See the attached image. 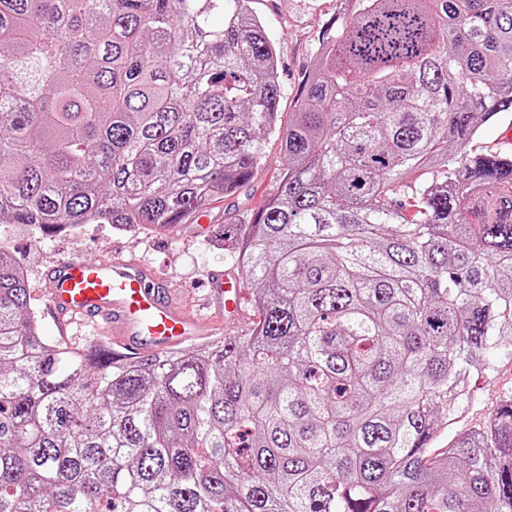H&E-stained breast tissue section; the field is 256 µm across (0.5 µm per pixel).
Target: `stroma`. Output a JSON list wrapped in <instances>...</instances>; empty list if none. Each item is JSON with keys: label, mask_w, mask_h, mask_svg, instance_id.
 <instances>
[{"label": "stroma", "mask_w": 512, "mask_h": 512, "mask_svg": "<svg viewBox=\"0 0 512 512\" xmlns=\"http://www.w3.org/2000/svg\"><path fill=\"white\" fill-rule=\"evenodd\" d=\"M251 8L262 20L279 53V79L283 88L279 110L291 112L325 29L339 21L345 11L344 0H252ZM280 153L278 136L267 138L264 163L239 198L210 203L213 233L206 240L193 237L188 229L181 227L165 233L148 229L125 233L107 224H84L73 231L46 237L36 236L27 228L6 227L5 241L23 269L43 336L52 342L65 341L74 348L86 347L96 340L90 326L78 323L69 326L66 336H59L46 311L44 273L73 256L109 258L121 253L148 260L160 268L185 303L196 306L208 268L228 261L224 254V227L234 207L240 205L256 211L276 193L281 174ZM495 363L496 370L491 376L474 379L473 403L456 419L453 430L445 431L434 442L435 452L448 447L454 430L488 419L502 397L512 392V353L497 352Z\"/></svg>", "instance_id": "obj_1"}]
</instances>
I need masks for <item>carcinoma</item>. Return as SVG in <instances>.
Listing matches in <instances>:
<instances>
[{
    "instance_id": "1",
    "label": "carcinoma",
    "mask_w": 512,
    "mask_h": 512,
    "mask_svg": "<svg viewBox=\"0 0 512 512\" xmlns=\"http://www.w3.org/2000/svg\"><path fill=\"white\" fill-rule=\"evenodd\" d=\"M282 126L250 0H0V224L184 223L283 142L229 255L244 332L51 343L0 244V512H512V0H347ZM502 117L483 123L479 128L480 141L483 145L491 147L511 148L510 145H504L500 138L507 130L509 123L512 126V112H504ZM496 370L488 377L479 376L472 382L474 403L470 404L461 417L455 420L448 431L433 444L435 453H441L450 443L455 431L466 429L484 422L497 410L502 397L512 392V355L500 351L495 355Z\"/></svg>"
}]
</instances>
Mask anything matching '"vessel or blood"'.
<instances>
[{
  "mask_svg": "<svg viewBox=\"0 0 512 512\" xmlns=\"http://www.w3.org/2000/svg\"><path fill=\"white\" fill-rule=\"evenodd\" d=\"M47 305L58 331L74 320L99 328L116 356L164 353L205 336L206 320L183 304L150 262L70 258L45 274ZM206 304L225 327L242 318L245 282L232 269L207 273Z\"/></svg>",
  "mask_w": 512,
  "mask_h": 512,
  "instance_id": "b4317fda",
  "label": "vessel or blood"
}]
</instances>
